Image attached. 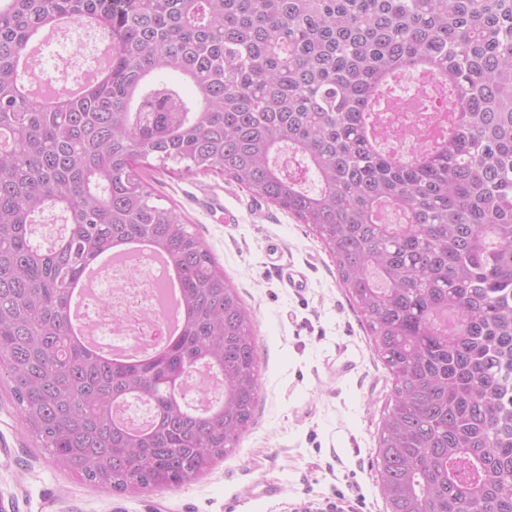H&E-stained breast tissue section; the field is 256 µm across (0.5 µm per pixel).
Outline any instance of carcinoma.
<instances>
[{
  "label": "carcinoma",
  "mask_w": 512,
  "mask_h": 512,
  "mask_svg": "<svg viewBox=\"0 0 512 512\" xmlns=\"http://www.w3.org/2000/svg\"><path fill=\"white\" fill-rule=\"evenodd\" d=\"M60 21L110 40L108 74L76 96L32 94L21 60ZM422 65L456 120L397 164L366 116L388 76ZM437 117L422 99L407 132ZM151 158L247 188L334 257L394 377L376 448L388 512H512V0H0V377L60 467L121 493L194 481L259 395L249 314L181 216L153 204ZM47 213L64 232L42 245ZM133 242L176 265L182 327L122 362L79 345L67 309L86 266ZM204 365L224 388L196 409L174 387ZM130 397L152 405L149 428L115 422Z\"/></svg>",
  "instance_id": "1"
}]
</instances>
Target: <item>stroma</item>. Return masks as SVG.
<instances>
[{"label": "stroma", "mask_w": 512, "mask_h": 512, "mask_svg": "<svg viewBox=\"0 0 512 512\" xmlns=\"http://www.w3.org/2000/svg\"><path fill=\"white\" fill-rule=\"evenodd\" d=\"M156 205L175 209L209 250L252 320L255 420L197 480L116 493L60 469L25 430L0 379V512H387L375 453L393 376L310 225L213 172L151 160ZM302 272L288 287L267 266Z\"/></svg>", "instance_id": "obj_1"}]
</instances>
